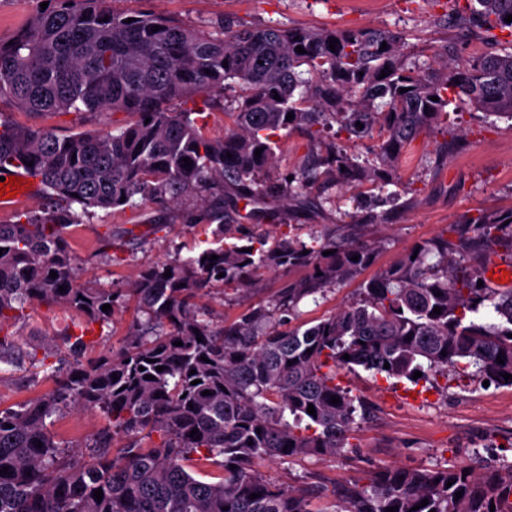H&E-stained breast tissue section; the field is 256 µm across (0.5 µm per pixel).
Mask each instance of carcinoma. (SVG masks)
<instances>
[{"mask_svg": "<svg viewBox=\"0 0 512 512\" xmlns=\"http://www.w3.org/2000/svg\"><path fill=\"white\" fill-rule=\"evenodd\" d=\"M36 3L11 42L0 39V102L36 115L122 112L132 120L63 137L0 122V171L33 162L29 170L48 200L45 212L0 224V331L35 303L63 304L87 324L104 326L133 299L145 320L132 324L119 347L85 362L81 354L93 341L83 333L64 334L41 358L38 346L20 352L10 336H0V367L26 365L34 376L48 369L54 380L52 390L0 407V512H325L314 508L310 490L271 482L256 462L345 448L360 405L336 382L339 372L361 368L434 388L452 371L512 386L502 377L512 375V289L480 287L478 276L456 278L452 245L443 237L370 279L357 302L288 331L279 329L277 314L362 266L363 251L338 250L330 241L316 249L284 236L269 247L251 236L185 259L147 262L131 287L114 288L78 283L68 239L69 228L97 210L128 209L138 218L140 204L166 209L187 193L202 194L194 223L216 225L220 242L231 219L227 193L233 204L282 199L303 207L311 203L309 189L334 179L383 192L400 155L461 97L488 116L512 119V52L460 63L456 42L448 40L435 51L445 60L438 70L403 53L385 30L226 22L212 33L150 11L118 12L111 0ZM509 15L512 0H465L455 9L461 29L495 43L497 32L512 34ZM333 38L339 44L332 51ZM299 45L306 53L295 51ZM384 68L390 73L383 77ZM228 80L241 94L224 110V136L208 135L203 113L171 109L225 89ZM335 124L373 140L365 157L335 143L297 182L266 178L289 131L302 128L314 143ZM465 228L489 238L499 229L512 232V223L484 215ZM298 265L312 267L311 277L286 285L275 304H259L219 328L199 304L217 286L247 285L261 268ZM105 304L111 310H101ZM436 306L441 313H433ZM62 353L73 361L48 362ZM196 379L201 383L192 384ZM333 395L339 404H331ZM71 408L97 409L107 419L78 448L57 443L46 423ZM154 433L159 442L144 445ZM118 436L126 444L116 448ZM192 461L218 474L201 480L189 472ZM335 496L343 512H512V462L482 472L387 467Z\"/></svg>", "mask_w": 512, "mask_h": 512, "instance_id": "cac0c4a2", "label": "carcinoma"}]
</instances>
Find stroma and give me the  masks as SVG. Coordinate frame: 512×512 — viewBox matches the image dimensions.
I'll use <instances>...</instances> for the list:
<instances>
[{"mask_svg": "<svg viewBox=\"0 0 512 512\" xmlns=\"http://www.w3.org/2000/svg\"><path fill=\"white\" fill-rule=\"evenodd\" d=\"M114 9H145L185 24L215 30L222 22L314 29H381L401 34L408 52L430 59L434 48L461 39V56L487 52L482 34L460 36L448 16L453 0H114ZM234 89L193 96L175 102L174 110L205 112L207 130L224 132V107ZM0 118L50 128L57 134L111 125L112 114L94 113L32 116L9 102L0 103ZM296 129L280 142V162L273 175H299L309 155L319 152ZM399 208L370 189L333 186L317 205L283 217L255 204L238 202L234 224L225 242L241 235L290 237L320 246L334 234H347L369 260L352 275L329 285L316 301L301 303L286 317L288 326L321 319L357 301L364 283L394 266L435 237L456 243L458 275L482 274L490 261L512 264V237L497 235L488 243L459 245L458 226L483 212H512V120L488 117L466 103H457L447 125L420 134L399 157L393 172ZM201 201L192 195L165 210L145 206L143 220L132 223L130 212L102 210L71 229L80 281L127 288L141 266L174 256L188 257L211 234L210 228L186 223ZM309 268L295 266L265 271L237 290H215L204 298L214 324L234 320L256 304L274 302L286 283L306 278ZM83 319L58 305L29 307L25 320L6 325L15 346L28 349L36 341L53 345L66 332H75ZM341 384L366 404L370 412L358 420L342 452L335 456L258 462V470L283 487L319 486L317 506L334 508L333 491L349 483L368 484L386 466L436 468L469 465L476 468L512 460V386L484 387L457 375L438 378V387L398 383L358 371L341 372ZM46 373L7 367L0 370V405L9 407L51 390ZM106 420L94 411L72 409L52 417L48 428L65 447L84 444Z\"/></svg>", "mask_w": 512, "mask_h": 512, "instance_id": "stroma-1", "label": "stroma"}]
</instances>
